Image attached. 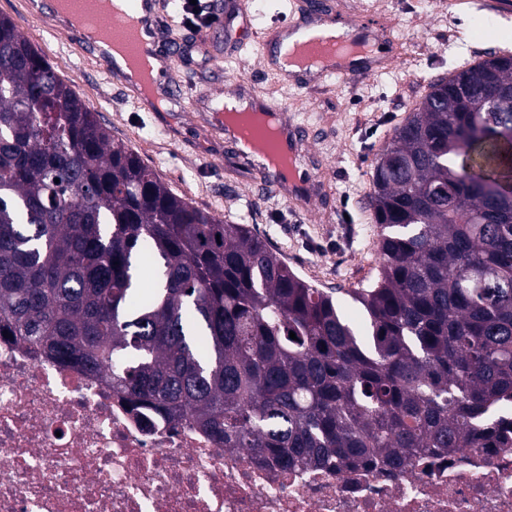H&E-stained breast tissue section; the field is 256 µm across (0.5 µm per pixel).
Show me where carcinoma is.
Listing matches in <instances>:
<instances>
[{"instance_id":"1","label":"carcinoma","mask_w":512,"mask_h":512,"mask_svg":"<svg viewBox=\"0 0 512 512\" xmlns=\"http://www.w3.org/2000/svg\"><path fill=\"white\" fill-rule=\"evenodd\" d=\"M371 180L355 322L174 194L0 16V327L227 448L355 467L487 447L512 398V55L434 80Z\"/></svg>"}]
</instances>
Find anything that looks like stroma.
Here are the masks:
<instances>
[{"mask_svg":"<svg viewBox=\"0 0 512 512\" xmlns=\"http://www.w3.org/2000/svg\"><path fill=\"white\" fill-rule=\"evenodd\" d=\"M326 2L341 15L372 14L389 22L402 52L386 71L358 83L336 79L305 90L283 84L251 42L252 33L277 18L278 4L248 0L244 16L225 20L213 58L177 61L166 75L168 83L189 77L221 96L234 94L224 82L225 72H233L246 79L250 97L286 105L288 120L311 129L305 163L325 176L331 193L304 216L261 189L258 169L237 156L222 134L207 131L203 113L139 110L94 59L70 51L52 14L30 10L24 0H0V14L15 20L59 75L74 82L113 138L133 149L174 193L224 221L256 229L310 284L351 291L377 276L380 228L368 206L377 155L431 81L501 45L512 47V18L501 15L512 0H484L479 12L444 0Z\"/></svg>","mask_w":512,"mask_h":512,"instance_id":"stroma-1","label":"stroma"}]
</instances>
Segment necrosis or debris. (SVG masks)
<instances>
[{
  "instance_id": "4bbe7bcc",
  "label": "necrosis or debris",
  "mask_w": 512,
  "mask_h": 512,
  "mask_svg": "<svg viewBox=\"0 0 512 512\" xmlns=\"http://www.w3.org/2000/svg\"><path fill=\"white\" fill-rule=\"evenodd\" d=\"M488 414L491 451L286 470L0 334V512H512V399Z\"/></svg>"
}]
</instances>
